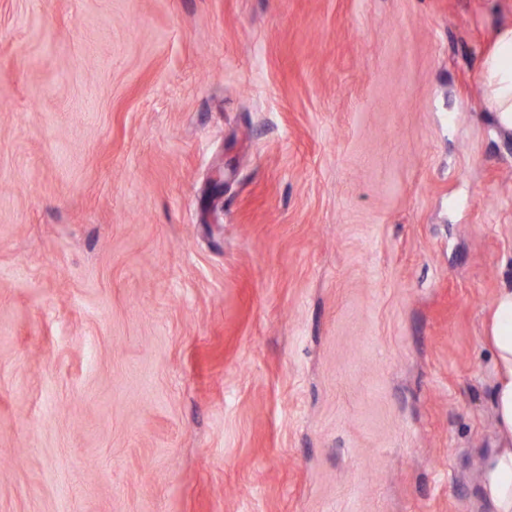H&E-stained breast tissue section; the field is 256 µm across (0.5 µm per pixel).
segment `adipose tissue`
Returning <instances> with one entry per match:
<instances>
[{"label": "adipose tissue", "mask_w": 512, "mask_h": 512, "mask_svg": "<svg viewBox=\"0 0 512 512\" xmlns=\"http://www.w3.org/2000/svg\"><path fill=\"white\" fill-rule=\"evenodd\" d=\"M486 105L502 127L512 128V27L500 30L481 62ZM486 343L494 352L491 402L495 444L483 455L480 494L488 512H512V288L495 297Z\"/></svg>", "instance_id": "ef3b65f1"}]
</instances>
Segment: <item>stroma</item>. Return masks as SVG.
<instances>
[{"instance_id": "obj_1", "label": "stroma", "mask_w": 512, "mask_h": 512, "mask_svg": "<svg viewBox=\"0 0 512 512\" xmlns=\"http://www.w3.org/2000/svg\"><path fill=\"white\" fill-rule=\"evenodd\" d=\"M506 26L0 0V512H486ZM486 105L502 127L512 128V27L500 30L494 48L481 62Z\"/></svg>"}]
</instances>
